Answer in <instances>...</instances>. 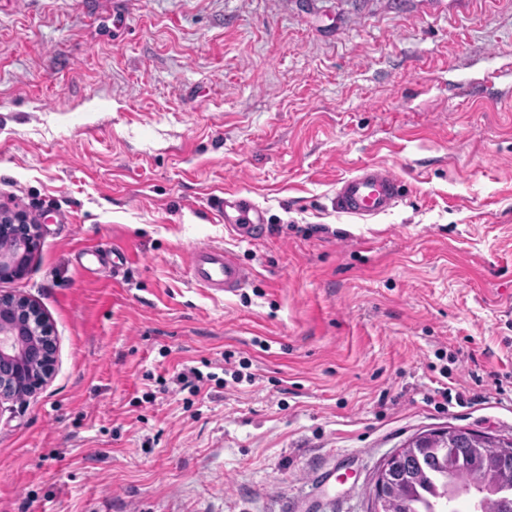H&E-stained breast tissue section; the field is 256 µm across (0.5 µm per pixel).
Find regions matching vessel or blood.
Wrapping results in <instances>:
<instances>
[{"mask_svg":"<svg viewBox=\"0 0 512 512\" xmlns=\"http://www.w3.org/2000/svg\"><path fill=\"white\" fill-rule=\"evenodd\" d=\"M404 186L393 168L383 163L359 167L336 183L334 202L339 213L368 220L398 206ZM215 205L231 228L243 240L251 239L255 227L264 223L265 213L241 191H225ZM187 271L191 280L212 294L232 295L244 288L251 276L250 268L237 262L223 247L198 246L191 250Z\"/></svg>","mask_w":512,"mask_h":512,"instance_id":"1","label":"vessel or blood"}]
</instances>
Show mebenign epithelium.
<instances>
[{"label": "benign epithelium", "instance_id": "1", "mask_svg": "<svg viewBox=\"0 0 512 512\" xmlns=\"http://www.w3.org/2000/svg\"><path fill=\"white\" fill-rule=\"evenodd\" d=\"M35 246L29 224H0V278L20 277ZM52 344L37 307L24 298L0 295V398L31 389L48 371Z\"/></svg>", "mask_w": 512, "mask_h": 512}]
</instances>
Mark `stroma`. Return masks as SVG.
Wrapping results in <instances>:
<instances>
[{"label": "stroma", "mask_w": 512, "mask_h": 512, "mask_svg": "<svg viewBox=\"0 0 512 512\" xmlns=\"http://www.w3.org/2000/svg\"><path fill=\"white\" fill-rule=\"evenodd\" d=\"M374 162L400 204L336 212ZM0 204L54 347L0 512H371L415 436L512 438V0H0ZM215 205L224 218V224L242 240H251L256 225L265 224L264 210L238 190H225L224 197ZM187 271L191 280L212 294L232 295L244 288L252 270L237 262L221 246L204 245L193 248L189 254Z\"/></svg>", "instance_id": "35a3bbf8"}]
</instances>
